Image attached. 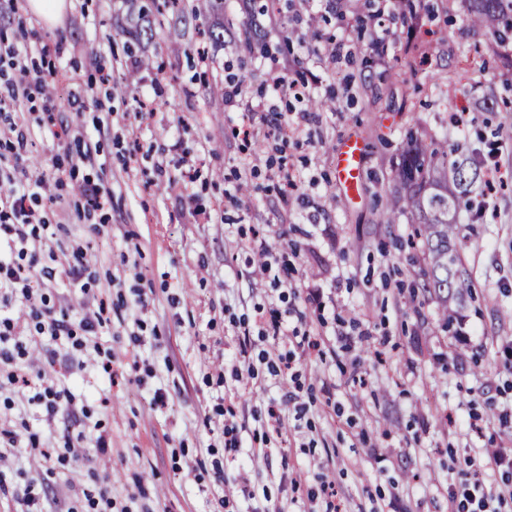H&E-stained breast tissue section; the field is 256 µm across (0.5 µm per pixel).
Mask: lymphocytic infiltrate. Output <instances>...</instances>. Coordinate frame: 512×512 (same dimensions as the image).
<instances>
[{
	"label": "lymphocytic infiltrate",
	"instance_id": "f902f5d3",
	"mask_svg": "<svg viewBox=\"0 0 512 512\" xmlns=\"http://www.w3.org/2000/svg\"><path fill=\"white\" fill-rule=\"evenodd\" d=\"M313 72L297 75L295 67H278L270 75L271 92L248 95L242 82L233 75L224 79V101L233 105L245 103L249 112L260 115L272 131L301 132L310 119L306 112H286L282 105L289 93L318 84ZM47 190L44 177L30 174L27 167L13 164L0 166V363L9 366V382L20 388H34L28 404L38 407L40 419L51 422L60 403L69 399L67 390L44 382L43 372L33 371L28 360L30 349H40L47 362H54L58 348L68 347L86 354L93 367L110 370L112 352L100 346H89L90 337L108 328L102 310L84 306L79 320L73 321L57 314L49 297L41 291L43 281H64L74 293L88 296L90 288L83 275L87 260L83 251H73L60 266L50 267L39 261L35 244L52 237L50 224L38 209V202ZM28 312V333L17 332L15 307ZM288 311L277 308L257 309L249 324H243L239 347L248 351L251 329L259 327L272 344L263 357L275 374H287L292 368L291 354L281 352L280 346L290 331ZM0 441L12 448H25L34 460L54 472L64 456L85 455L83 435L65 436L62 449L45 448L40 435L28 424L19 428L0 427Z\"/></svg>",
	"mask_w": 512,
	"mask_h": 512
}]
</instances>
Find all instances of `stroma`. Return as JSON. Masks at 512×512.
Segmentation results:
<instances>
[{"label": "stroma", "mask_w": 512, "mask_h": 512, "mask_svg": "<svg viewBox=\"0 0 512 512\" xmlns=\"http://www.w3.org/2000/svg\"><path fill=\"white\" fill-rule=\"evenodd\" d=\"M66 2L50 26L26 0H0V55L35 43L52 50L26 62L45 74L59 106L42 111L37 93L14 111L17 124L35 127L23 163L54 185V200L40 205L55 231L50 248H84L91 302L112 321L97 338L112 351L111 373L57 359L54 381L75 399L41 441L61 446L86 410L112 451L69 460L71 487L24 455L4 454L0 468L23 473L0 490V512H22L34 475L44 487L40 512H85L83 490L107 478L112 512H318L311 493L325 480L335 481L342 512H452L463 484L512 485V470L489 459L512 448V430L499 424L512 423V46L493 49L469 27L465 0H414L419 29L389 24L383 61L357 53L336 65L311 52L345 25L319 0L283 8L286 42L266 41L230 2L217 18L195 16L194 0L164 14L152 0ZM218 21L224 38L215 46L207 29ZM294 58L321 75L310 95L328 103L312 111L306 133L281 141L260 115L225 106V71L255 95L273 62ZM435 82L459 103L463 125L450 127ZM63 124L98 144L94 165L70 169L53 136ZM244 124L254 132L247 140L237 133ZM410 127L425 144L453 133L477 160L499 151L495 216L462 219L473 296L444 311L413 291L422 263L397 245L408 224L380 216ZM349 137L365 147L354 192L335 173L336 147ZM279 156L300 186L316 180L318 217L282 201L265 165ZM247 163L255 170L230 202L224 187ZM189 168L197 179L187 200L179 178ZM87 181L109 188L104 210L85 211L78 188ZM257 233L291 268L287 282L254 265L248 243ZM140 292L147 306L137 304ZM272 302L293 309L291 325L319 344L310 354L295 349L292 379L261 360L269 345L261 336L239 353L240 319ZM292 390L299 404L286 408L288 435H270L252 465L253 497L240 498L222 429L233 425L251 443L268 404Z\"/></svg>", "instance_id": "obj_1"}]
</instances>
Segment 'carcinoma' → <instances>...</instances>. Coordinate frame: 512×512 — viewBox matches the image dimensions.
Listing matches in <instances>:
<instances>
[{"instance_id":"carcinoma-1","label":"carcinoma","mask_w":512,"mask_h":512,"mask_svg":"<svg viewBox=\"0 0 512 512\" xmlns=\"http://www.w3.org/2000/svg\"><path fill=\"white\" fill-rule=\"evenodd\" d=\"M467 21L495 44L506 46L512 38V0H469ZM394 179L405 190L386 195L382 218L397 224L403 217L417 224L421 252L427 269L423 292L448 302V296L462 300L473 287L463 265V243L459 217L470 206L479 179L457 143L440 151L416 144L403 155Z\"/></svg>"}]
</instances>
